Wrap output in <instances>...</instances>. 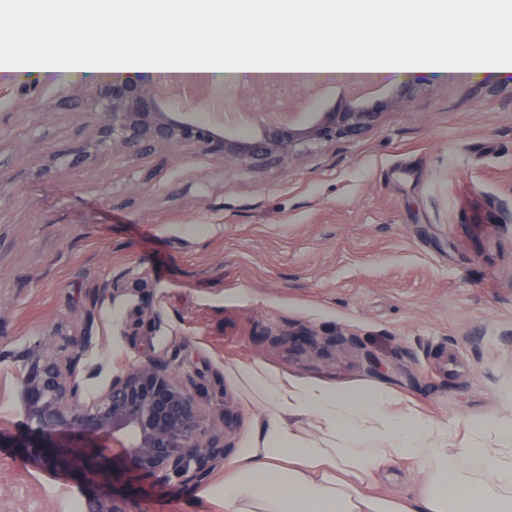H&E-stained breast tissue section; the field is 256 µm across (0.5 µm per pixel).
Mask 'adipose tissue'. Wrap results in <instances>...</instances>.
Listing matches in <instances>:
<instances>
[{
    "label": "adipose tissue",
    "mask_w": 512,
    "mask_h": 512,
    "mask_svg": "<svg viewBox=\"0 0 512 512\" xmlns=\"http://www.w3.org/2000/svg\"><path fill=\"white\" fill-rule=\"evenodd\" d=\"M68 35L99 22L102 15H148L163 20L161 38L140 45L126 29H106L99 40L79 46L54 72L75 78L85 71L123 69L184 76H236L277 72L325 77L376 75L403 65L422 71L430 49L441 44L465 68H490L497 49L512 43V24H477L486 0H277L278 31L262 53L246 50L238 33L224 29L225 8L249 17L261 0H50ZM352 15L330 45L314 37L326 12ZM389 24L385 40L363 44L362 30ZM482 37L484 49L468 47ZM232 374L266 400V417L245 448L226 462L224 483L211 496L224 512H512V422L495 418L478 427V440L453 446L447 422L395 413L386 389L353 392L284 377L259 365H237ZM305 416L317 429L301 434L292 419ZM419 463L423 480L412 500L367 492L383 465Z\"/></svg>",
    "instance_id": "obj_1"
}]
</instances>
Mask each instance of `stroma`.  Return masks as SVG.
Instances as JSON below:
<instances>
[{"instance_id": "35a3bbf8", "label": "stroma", "mask_w": 512, "mask_h": 512, "mask_svg": "<svg viewBox=\"0 0 512 512\" xmlns=\"http://www.w3.org/2000/svg\"><path fill=\"white\" fill-rule=\"evenodd\" d=\"M21 38L0 49V336L20 347L90 322L97 343L77 372L155 352L202 382L208 407L235 414L226 436L242 448L261 403L226 367L260 364L356 392L388 389L400 407L472 437L489 416L512 418V46L498 64L463 73L441 47L407 105L413 76L391 71L358 101L383 103L362 136L252 172L192 147L129 159L108 151L78 166L51 158L92 137L100 74L39 75L45 51L69 41ZM249 115L268 102L260 82L218 85ZM341 79L305 85L285 111L310 120L350 98ZM104 281L113 296L97 297ZM317 346L290 336L296 324ZM138 335H131V328ZM354 336L351 347L332 336ZM397 373L374 374L372 363ZM216 466L192 489L148 476L122 483L143 512H222L209 496ZM417 469L389 465L368 490L410 499ZM85 486L37 467L0 466V503L82 512Z\"/></svg>"}]
</instances>
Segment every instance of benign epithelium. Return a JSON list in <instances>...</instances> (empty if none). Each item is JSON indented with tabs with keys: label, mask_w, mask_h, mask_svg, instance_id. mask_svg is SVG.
<instances>
[{
	"label": "benign epithelium",
	"mask_w": 512,
	"mask_h": 512,
	"mask_svg": "<svg viewBox=\"0 0 512 512\" xmlns=\"http://www.w3.org/2000/svg\"><path fill=\"white\" fill-rule=\"evenodd\" d=\"M381 107V103L368 109L346 102L320 113L306 126L262 119L257 132L228 136L221 123L201 120L191 112L163 111L154 87L141 79L109 78L100 83L90 107L96 115L93 137L68 164H84L102 151L132 157L193 146L245 170L283 167L325 144L362 133L377 121ZM94 347L88 316L85 326L71 334L60 338L52 332L27 346V367L14 384L25 422L0 430V453L94 486L104 476L115 486L124 475V463L159 482L175 479L185 486L200 482L224 459L228 448L214 421L232 427L233 411L205 409L196 377L155 354L117 372L108 362L96 364L87 378L105 373L107 380L88 396L75 375V364ZM120 437L126 444L116 456L110 442ZM82 512L143 510L129 496L102 489L85 497Z\"/></svg>",
	"instance_id": "benign-epithelium-1"
}]
</instances>
